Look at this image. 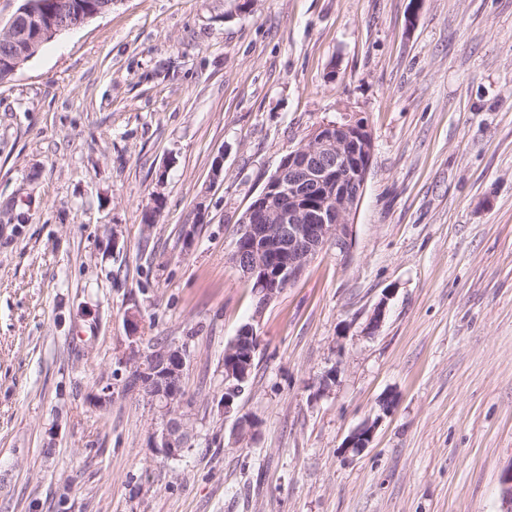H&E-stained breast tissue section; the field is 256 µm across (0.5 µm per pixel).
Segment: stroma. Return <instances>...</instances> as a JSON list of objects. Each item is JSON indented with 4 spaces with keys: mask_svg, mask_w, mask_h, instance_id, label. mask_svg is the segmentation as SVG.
<instances>
[{
    "mask_svg": "<svg viewBox=\"0 0 512 512\" xmlns=\"http://www.w3.org/2000/svg\"><path fill=\"white\" fill-rule=\"evenodd\" d=\"M344 113L374 139L348 253L256 311L239 218ZM133 307L189 351L177 460L123 390ZM511 464L512 0H112L0 84V512H499ZM256 336L257 333L254 325L246 324V326L239 331L234 341H231L232 344H230L232 347H236L241 340H244L245 338L250 340L252 339V337L255 338ZM228 346L225 348V350L228 348ZM258 347L259 339L257 336V338L252 341V345L249 349L243 347L240 350V355L246 358L251 357L252 363L251 360H248L247 363H245L241 362L239 359H234L228 365H224V394L222 395L221 398L224 399V413H230L233 410V406L237 398H239V396L245 390V387L249 382V374L251 377V373L254 368ZM234 381H236L237 383H235ZM228 389L232 393V395L230 396L225 394ZM234 389L235 392L233 393ZM380 421L381 418L378 417L374 421H367L359 426L346 439L343 447L345 451L359 453L364 448H367L372 442L374 431Z\"/></svg>",
    "mask_w": 512,
    "mask_h": 512,
    "instance_id": "obj_1",
    "label": "stroma"
}]
</instances>
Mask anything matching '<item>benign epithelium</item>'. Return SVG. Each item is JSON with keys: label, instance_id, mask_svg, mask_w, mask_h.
I'll return each instance as SVG.
<instances>
[{"label": "benign epithelium", "instance_id": "benign-epithelium-1", "mask_svg": "<svg viewBox=\"0 0 512 512\" xmlns=\"http://www.w3.org/2000/svg\"><path fill=\"white\" fill-rule=\"evenodd\" d=\"M106 13L75 0H22L0 36L13 43L7 62L15 73L44 42ZM374 141L367 122L343 115L315 126V132L280 162L272 179L247 207L240 220L233 259L247 280L269 302L299 279L312 255L328 246L347 254L354 216L362 201L371 167ZM386 300L373 309L364 331L374 334L386 314ZM139 311L126 313L130 343L122 358L124 389L146 395L158 418L153 447L176 460L191 444L196 427L192 408L182 395L187 351L177 343L144 352L136 336ZM149 361L145 369L143 361ZM250 363L238 359L224 366V413L233 410L249 382ZM381 418L367 421L345 441L347 452H360L372 442ZM502 510L512 512V464L503 472Z\"/></svg>", "mask_w": 512, "mask_h": 512}]
</instances>
